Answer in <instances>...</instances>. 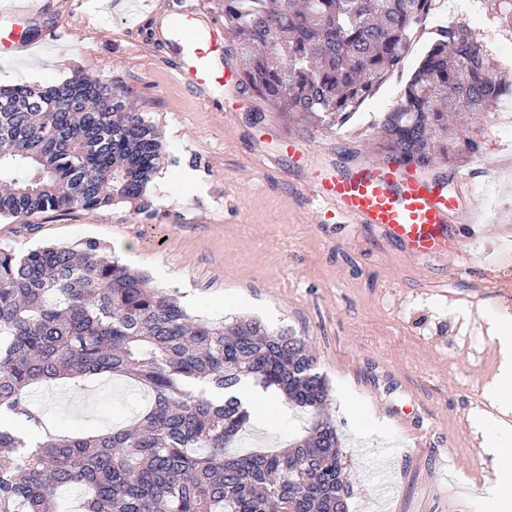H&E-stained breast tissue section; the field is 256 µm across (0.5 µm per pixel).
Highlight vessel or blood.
<instances>
[{
  "label": "vessel or blood",
  "instance_id": "vessel-or-blood-1",
  "mask_svg": "<svg viewBox=\"0 0 512 512\" xmlns=\"http://www.w3.org/2000/svg\"><path fill=\"white\" fill-rule=\"evenodd\" d=\"M51 9L50 0H10L9 6H0V58L52 40L53 32L42 22ZM177 15V25L166 29L162 44L178 80L199 90L223 86L224 75L213 66L224 52L223 25L202 20L192 6ZM312 195L327 219L371 231L381 250L396 248L437 265L467 256L474 235L459 227L479 221L475 200L458 191H437L416 167L399 162L368 161L323 174Z\"/></svg>",
  "mask_w": 512,
  "mask_h": 512
}]
</instances>
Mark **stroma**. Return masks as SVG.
I'll return each mask as SVG.
<instances>
[{
	"label": "stroma",
	"instance_id": "35a3bbf8",
	"mask_svg": "<svg viewBox=\"0 0 512 512\" xmlns=\"http://www.w3.org/2000/svg\"><path fill=\"white\" fill-rule=\"evenodd\" d=\"M177 7V0H70L48 18L56 41L0 59V86L61 82L91 70L124 93L163 143L146 190L151 217L120 204L51 212L29 224L1 220L0 247L94 241L112 256L117 241L136 242L130 269L147 273L151 287L184 302L193 317L256 318L306 342L329 380L349 512H473L490 473L469 421L492 365L479 313L512 290V271L497 262L512 253V102L481 119L480 154L427 170L447 192L467 177L492 226L470 259L438 269L379 251L364 230L324 222L310 193L320 172L383 162L378 132L401 97L399 77L333 130L290 123L235 84L213 89L205 106L153 45ZM287 137L301 141L304 157L283 150ZM236 296L246 307L225 309ZM462 304L470 320L449 316V307ZM349 393L387 422L386 433H357L344 406ZM148 400L135 380L107 374L28 391L29 407L64 436L130 425ZM395 407L411 410L409 421L396 419ZM310 421L282 405L280 414L255 418L236 449L286 448Z\"/></svg>",
	"mask_w": 512,
	"mask_h": 512
}]
</instances>
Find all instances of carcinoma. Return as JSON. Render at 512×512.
<instances>
[{"label":"carcinoma","mask_w":512,"mask_h":512,"mask_svg":"<svg viewBox=\"0 0 512 512\" xmlns=\"http://www.w3.org/2000/svg\"><path fill=\"white\" fill-rule=\"evenodd\" d=\"M436 0H220L243 59L241 86L288 120L333 128L404 73ZM512 33V0H476ZM385 112L387 159L428 168L480 148L477 123L512 101L497 52L468 24L432 29ZM160 133L89 71L61 85L0 87V218L131 203L150 214ZM126 374L154 400L132 428L33 443L1 419L41 418L27 389L59 377ZM275 388L312 415L275 452L230 451L256 411L239 390ZM326 378L306 343L256 320L194 319L148 277L103 255L0 248V512H56L79 489L83 512H348Z\"/></svg>","instance_id":"carcinoma-1"}]
</instances>
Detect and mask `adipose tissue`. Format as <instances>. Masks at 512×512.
<instances>
[{
	"label": "adipose tissue",
	"mask_w": 512,
	"mask_h": 512,
	"mask_svg": "<svg viewBox=\"0 0 512 512\" xmlns=\"http://www.w3.org/2000/svg\"><path fill=\"white\" fill-rule=\"evenodd\" d=\"M481 317L494 348L495 367L483 387L487 409H475L470 426L482 439L481 448L495 470V478L477 507V512H512V313L485 308Z\"/></svg>",
	"instance_id": "ef3b65f1"
}]
</instances>
